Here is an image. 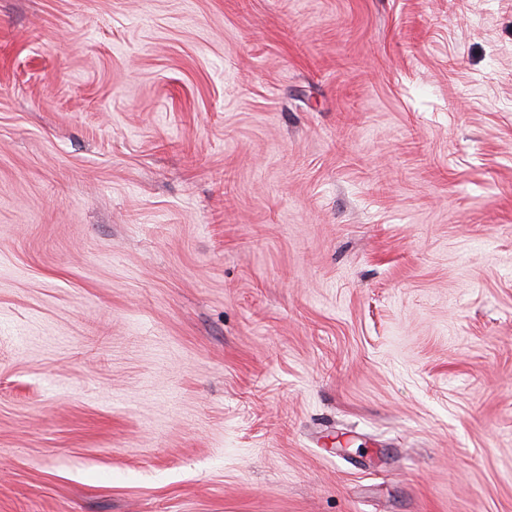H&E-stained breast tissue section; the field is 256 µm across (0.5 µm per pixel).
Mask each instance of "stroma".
<instances>
[{
	"label": "stroma",
	"mask_w": 512,
	"mask_h": 512,
	"mask_svg": "<svg viewBox=\"0 0 512 512\" xmlns=\"http://www.w3.org/2000/svg\"><path fill=\"white\" fill-rule=\"evenodd\" d=\"M0 512H512V0H0Z\"/></svg>",
	"instance_id": "stroma-1"
}]
</instances>
